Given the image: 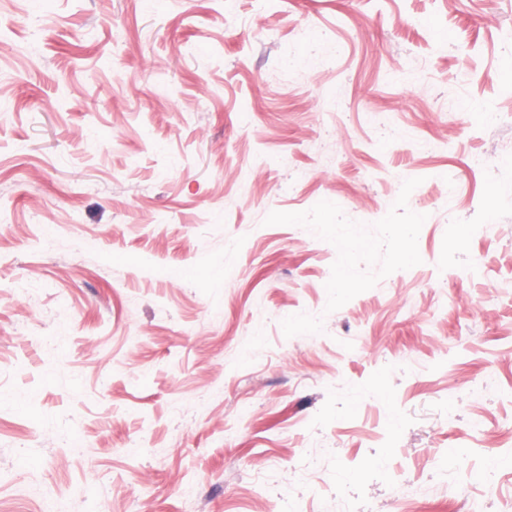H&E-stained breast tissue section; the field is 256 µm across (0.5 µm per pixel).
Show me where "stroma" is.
I'll list each match as a JSON object with an SVG mask.
<instances>
[{"mask_svg":"<svg viewBox=\"0 0 512 512\" xmlns=\"http://www.w3.org/2000/svg\"><path fill=\"white\" fill-rule=\"evenodd\" d=\"M238 11L0 0V512H512V0Z\"/></svg>","mask_w":512,"mask_h":512,"instance_id":"1","label":"stroma"}]
</instances>
